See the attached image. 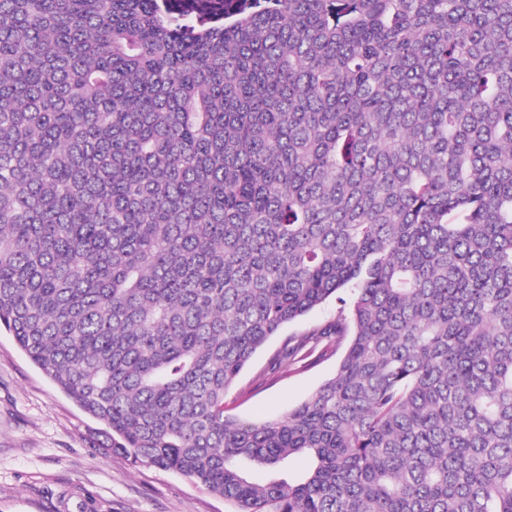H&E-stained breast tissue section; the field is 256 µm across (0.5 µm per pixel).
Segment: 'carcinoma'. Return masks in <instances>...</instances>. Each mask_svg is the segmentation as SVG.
<instances>
[{"mask_svg":"<svg viewBox=\"0 0 512 512\" xmlns=\"http://www.w3.org/2000/svg\"><path fill=\"white\" fill-rule=\"evenodd\" d=\"M194 8L0 0V329L234 512H512V0ZM335 312L336 301L330 299L306 316L287 324L280 335L272 338L267 346L257 353L253 366L243 372L238 383L231 389L227 397L230 413L253 421L282 416L288 409L303 401L324 380L330 378L336 371L343 347L335 355H328L301 371L287 372L285 376L260 386L253 381L257 370L265 364L270 354L286 337L325 320Z\"/></svg>","mask_w":512,"mask_h":512,"instance_id":"obj_1","label":"carcinoma"}]
</instances>
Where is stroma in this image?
<instances>
[{
	"mask_svg": "<svg viewBox=\"0 0 512 512\" xmlns=\"http://www.w3.org/2000/svg\"><path fill=\"white\" fill-rule=\"evenodd\" d=\"M335 311V301H327L272 338L231 389L232 414L253 421L284 415L330 378L334 355L261 385L254 381L284 337ZM102 439L100 424L0 332V512H232V504L176 472L100 449Z\"/></svg>",
	"mask_w": 512,
	"mask_h": 512,
	"instance_id": "1",
	"label": "stroma"
}]
</instances>
